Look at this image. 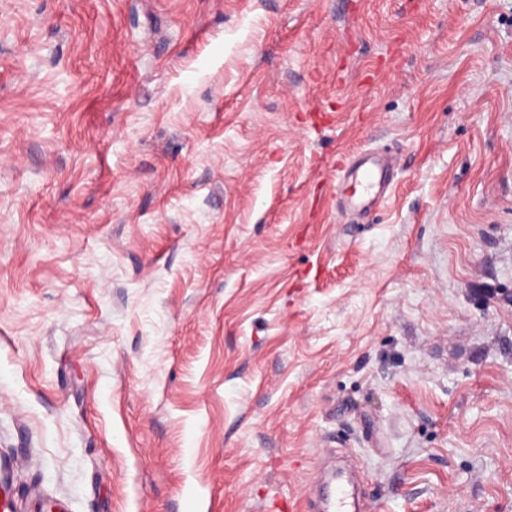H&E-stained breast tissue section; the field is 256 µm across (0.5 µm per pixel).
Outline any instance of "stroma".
<instances>
[{
  "instance_id": "stroma-1",
  "label": "stroma",
  "mask_w": 512,
  "mask_h": 512,
  "mask_svg": "<svg viewBox=\"0 0 512 512\" xmlns=\"http://www.w3.org/2000/svg\"><path fill=\"white\" fill-rule=\"evenodd\" d=\"M333 455L512 512V0H0L16 512H307ZM388 171L389 168L383 159L378 157L367 159L356 168L350 182L340 183L339 191L345 194L354 206H357L354 202L356 198L370 197L376 187L388 181ZM348 187L352 191L348 192Z\"/></svg>"
}]
</instances>
